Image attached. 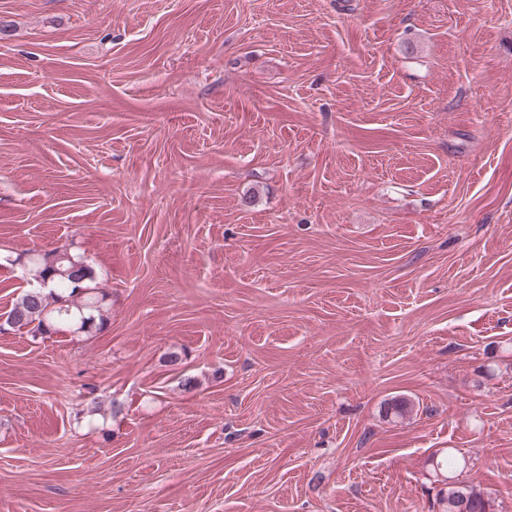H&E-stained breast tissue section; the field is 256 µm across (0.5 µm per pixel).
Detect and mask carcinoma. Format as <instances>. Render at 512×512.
Masks as SVG:
<instances>
[{"label": "carcinoma", "instance_id": "obj_1", "mask_svg": "<svg viewBox=\"0 0 512 512\" xmlns=\"http://www.w3.org/2000/svg\"><path fill=\"white\" fill-rule=\"evenodd\" d=\"M51 254L57 261L50 265L46 256L33 253L29 262L36 268V284L13 301L6 322L16 331L33 336L87 332L104 319L103 297L97 291L93 268L67 248ZM438 493L441 512H456L463 502L467 512H489L490 501L473 486L443 476Z\"/></svg>", "mask_w": 512, "mask_h": 512}]
</instances>
